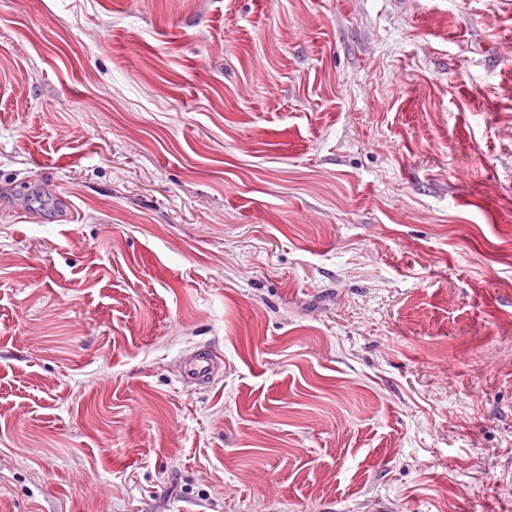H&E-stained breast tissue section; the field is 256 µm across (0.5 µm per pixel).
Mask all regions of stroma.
<instances>
[{"label": "stroma", "instance_id": "1", "mask_svg": "<svg viewBox=\"0 0 512 512\" xmlns=\"http://www.w3.org/2000/svg\"><path fill=\"white\" fill-rule=\"evenodd\" d=\"M0 512H512V0H0ZM179 380L185 383L209 382L215 377L220 363L209 349L199 348L183 355L179 360Z\"/></svg>", "mask_w": 512, "mask_h": 512}]
</instances>
